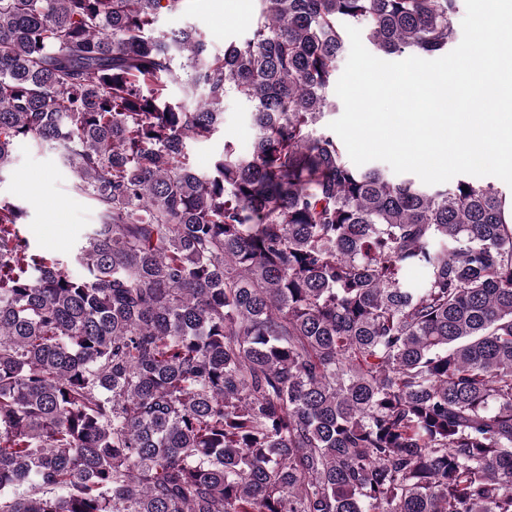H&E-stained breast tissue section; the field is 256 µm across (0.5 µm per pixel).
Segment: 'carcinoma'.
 <instances>
[{"label":"carcinoma","mask_w":512,"mask_h":512,"mask_svg":"<svg viewBox=\"0 0 512 512\" xmlns=\"http://www.w3.org/2000/svg\"><path fill=\"white\" fill-rule=\"evenodd\" d=\"M183 2L0 0V183L47 147L97 213L72 274L0 197V512H512V190L321 125L345 26L438 57L460 0H257L222 50ZM250 107L248 104L228 98L224 103V132L220 137L209 143L200 144L193 148L192 160L203 172H207L216 156L222 150L224 135L232 137L246 147L254 135V129L249 121Z\"/></svg>","instance_id":"obj_1"}]
</instances>
